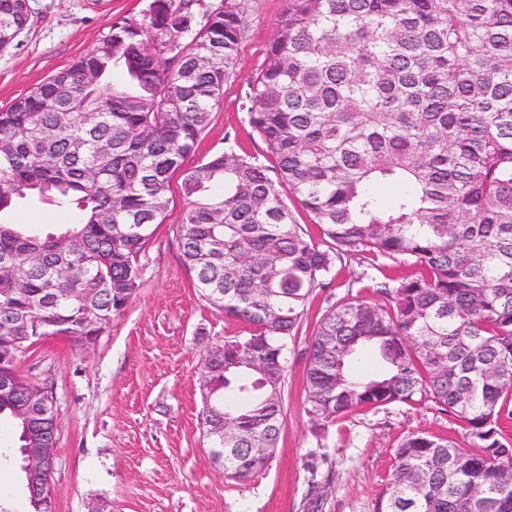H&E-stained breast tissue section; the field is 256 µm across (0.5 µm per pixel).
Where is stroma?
I'll use <instances>...</instances> for the list:
<instances>
[{
	"label": "stroma",
	"mask_w": 512,
	"mask_h": 512,
	"mask_svg": "<svg viewBox=\"0 0 512 512\" xmlns=\"http://www.w3.org/2000/svg\"><path fill=\"white\" fill-rule=\"evenodd\" d=\"M151 0H29L31 24L0 52V108L69 66L113 22L141 16ZM246 35L188 165L232 147L256 157L264 145L241 102L276 32L286 0H246ZM185 202L173 194L167 217L140 257L141 286L88 349L50 337L21 359L30 381L50 387L59 414L51 482L55 512H309L318 483L319 512H374L393 472L394 454L412 433L467 445L466 430L434 403L359 410L318 430L305 409V351L317 320L343 301L386 303L380 282L411 274L391 260L363 256L338 263L330 284L316 289L288 351L284 426L267 469L225 476L198 427L199 372L208 349L246 325L225 318L193 286L177 233ZM18 431L0 417V512H27L20 482Z\"/></svg>",
	"instance_id": "1"
}]
</instances>
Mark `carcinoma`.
Segmentation results:
<instances>
[{
	"label": "carcinoma",
	"instance_id": "obj_1",
	"mask_svg": "<svg viewBox=\"0 0 512 512\" xmlns=\"http://www.w3.org/2000/svg\"><path fill=\"white\" fill-rule=\"evenodd\" d=\"M29 25L25 0H0V51ZM245 32L237 0H151L0 109V265L13 270L0 278V370L16 379L0 388V414L20 447L54 446L58 419L16 412L21 357L48 337L94 341L110 327L140 288L178 173L194 287L251 328L199 378V429L224 449V472L269 466L309 298L336 262L365 253L417 272L387 305L323 313L307 413L324 429L359 408L432 402L480 452L408 436L375 512H512V445L499 428L512 418V0H288L242 102L270 164L228 148L187 168ZM379 183L396 188L391 202ZM30 199L73 222H13ZM363 345L379 354L375 377L353 369ZM49 477L26 490L29 512H47Z\"/></svg>",
	"mask_w": 512,
	"mask_h": 512
}]
</instances>
